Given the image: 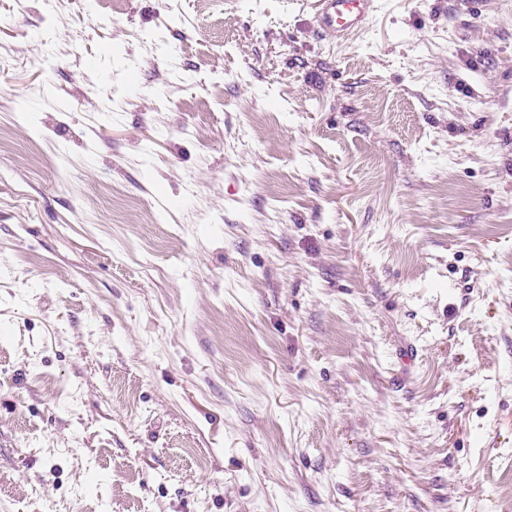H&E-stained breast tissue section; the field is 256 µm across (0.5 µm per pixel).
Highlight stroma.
<instances>
[{"label": "stroma", "mask_w": 512, "mask_h": 512, "mask_svg": "<svg viewBox=\"0 0 512 512\" xmlns=\"http://www.w3.org/2000/svg\"><path fill=\"white\" fill-rule=\"evenodd\" d=\"M483 2L0 0V512H502ZM319 33L344 38L361 29L376 8V0H319Z\"/></svg>", "instance_id": "obj_1"}]
</instances>
